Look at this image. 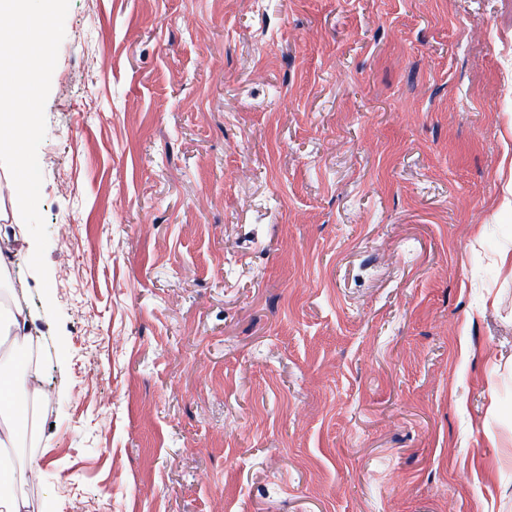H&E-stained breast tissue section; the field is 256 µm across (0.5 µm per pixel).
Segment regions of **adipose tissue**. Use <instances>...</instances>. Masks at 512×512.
<instances>
[{
    "label": "adipose tissue",
    "instance_id": "1",
    "mask_svg": "<svg viewBox=\"0 0 512 512\" xmlns=\"http://www.w3.org/2000/svg\"><path fill=\"white\" fill-rule=\"evenodd\" d=\"M31 341L28 314L21 301H14L0 320V457L15 448L19 420L36 408L39 390L31 382L33 373L17 359Z\"/></svg>",
    "mask_w": 512,
    "mask_h": 512
}]
</instances>
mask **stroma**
I'll return each mask as SVG.
<instances>
[{
    "label": "stroma",
    "instance_id": "stroma-1",
    "mask_svg": "<svg viewBox=\"0 0 512 512\" xmlns=\"http://www.w3.org/2000/svg\"><path fill=\"white\" fill-rule=\"evenodd\" d=\"M45 119L30 512H512V0H70Z\"/></svg>",
    "mask_w": 512,
    "mask_h": 512
}]
</instances>
